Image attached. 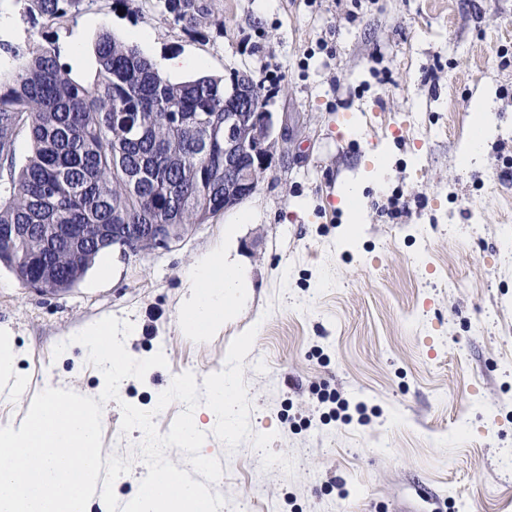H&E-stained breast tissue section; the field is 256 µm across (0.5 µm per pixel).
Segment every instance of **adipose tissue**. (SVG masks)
<instances>
[{
  "label": "adipose tissue",
  "mask_w": 512,
  "mask_h": 512,
  "mask_svg": "<svg viewBox=\"0 0 512 512\" xmlns=\"http://www.w3.org/2000/svg\"><path fill=\"white\" fill-rule=\"evenodd\" d=\"M189 295L183 302L181 326L201 336L220 332L224 317L245 294L241 272L226 267L223 248L201 258L186 274Z\"/></svg>",
  "instance_id": "adipose-tissue-1"
}]
</instances>
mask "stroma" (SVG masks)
I'll return each mask as SVG.
<instances>
[{
  "mask_svg": "<svg viewBox=\"0 0 512 512\" xmlns=\"http://www.w3.org/2000/svg\"><path fill=\"white\" fill-rule=\"evenodd\" d=\"M205 2L188 28L164 0H81L56 21L0 0L1 70L15 66L4 45L44 44L92 85L99 36L130 27L151 37L143 56L204 60L180 81L276 76L267 108L288 127L257 191L171 248L109 250L60 294L0 266V343L26 383L0 399V427L49 378L98 396L103 375L72 337L113 316L134 324L131 357L167 360L103 406L101 452L126 457L142 433L122 435L121 403L155 409L176 375L223 370L254 326L250 426L275 433L295 473L263 469L251 442L229 453L209 438L223 512H512V0ZM482 97L494 131L465 166ZM348 182L366 200L357 219ZM219 242L249 288L220 335L195 336L179 323L184 274Z\"/></svg>",
  "mask_w": 512,
  "mask_h": 512,
  "instance_id": "stroma-1",
  "label": "stroma"
}]
</instances>
